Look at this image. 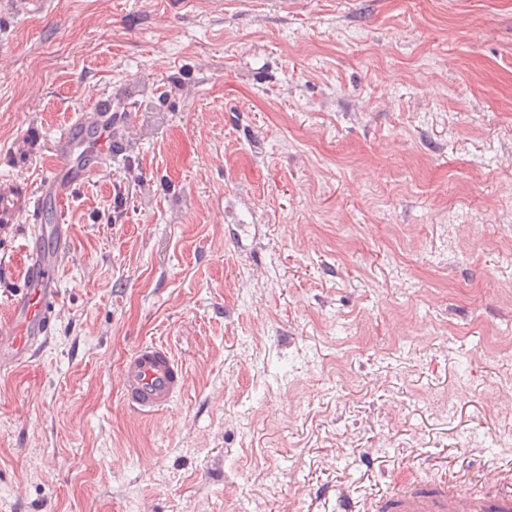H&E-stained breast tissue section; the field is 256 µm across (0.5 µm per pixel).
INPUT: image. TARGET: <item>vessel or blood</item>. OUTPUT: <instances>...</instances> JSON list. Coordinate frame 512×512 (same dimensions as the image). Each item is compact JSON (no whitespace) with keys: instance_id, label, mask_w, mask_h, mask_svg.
<instances>
[{"instance_id":"obj_1","label":"vessel or blood","mask_w":512,"mask_h":512,"mask_svg":"<svg viewBox=\"0 0 512 512\" xmlns=\"http://www.w3.org/2000/svg\"><path fill=\"white\" fill-rule=\"evenodd\" d=\"M112 114L82 112L62 128L50 148L45 175L35 187L37 203L73 193L112 149ZM71 248L66 224H31L23 233L22 278L0 315V374L30 363L49 342L61 302V273ZM123 404L141 416L168 409L184 391V369L157 342L136 345L119 368ZM449 512H512L504 502L465 501L456 495Z\"/></svg>"}]
</instances>
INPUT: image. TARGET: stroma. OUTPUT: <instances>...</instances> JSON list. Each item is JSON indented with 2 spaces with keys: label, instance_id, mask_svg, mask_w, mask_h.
Masks as SVG:
<instances>
[{
  "label": "stroma",
  "instance_id": "35a3bbf8",
  "mask_svg": "<svg viewBox=\"0 0 512 512\" xmlns=\"http://www.w3.org/2000/svg\"><path fill=\"white\" fill-rule=\"evenodd\" d=\"M0 311L71 227L50 343L0 375V512H381L512 491V0H11ZM123 151L34 214L50 142ZM143 341L186 372L130 412ZM123 404L141 416H152L168 409L186 386L182 364L161 343L136 345L123 358L119 368Z\"/></svg>",
  "mask_w": 512,
  "mask_h": 512
}]
</instances>
